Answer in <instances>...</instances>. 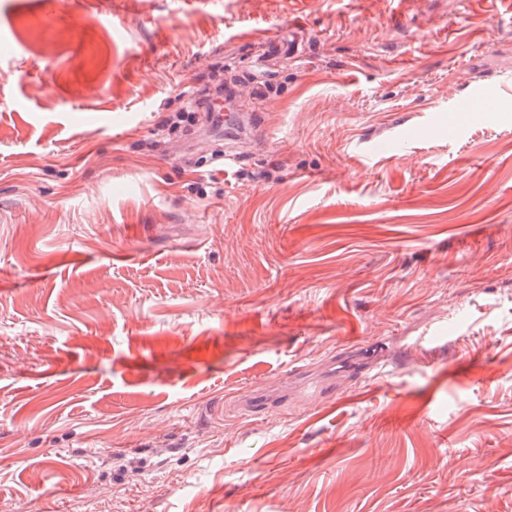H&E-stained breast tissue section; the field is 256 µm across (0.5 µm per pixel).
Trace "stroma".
<instances>
[{
  "label": "stroma",
  "mask_w": 512,
  "mask_h": 512,
  "mask_svg": "<svg viewBox=\"0 0 512 512\" xmlns=\"http://www.w3.org/2000/svg\"><path fill=\"white\" fill-rule=\"evenodd\" d=\"M227 70L245 128L179 129ZM478 82L512 96V0H0V512H512Z\"/></svg>",
  "instance_id": "stroma-1"
}]
</instances>
